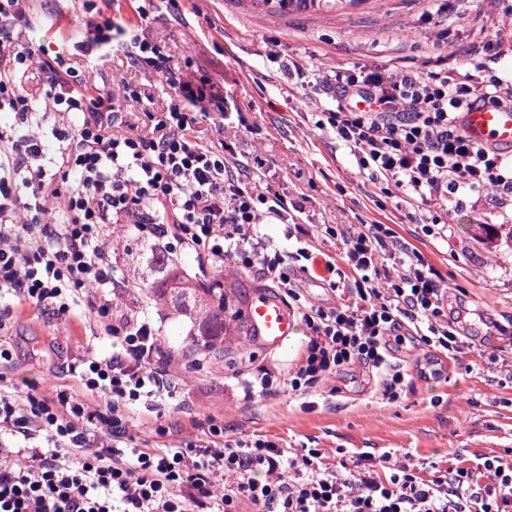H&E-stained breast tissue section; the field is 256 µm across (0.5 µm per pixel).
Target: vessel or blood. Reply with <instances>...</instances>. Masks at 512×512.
Here are the masks:
<instances>
[{"mask_svg": "<svg viewBox=\"0 0 512 512\" xmlns=\"http://www.w3.org/2000/svg\"><path fill=\"white\" fill-rule=\"evenodd\" d=\"M463 122L474 139L495 146L512 148V110L477 107L465 113ZM253 336L270 350L284 347L297 332V319L288 305L266 292H257L246 309Z\"/></svg>", "mask_w": 512, "mask_h": 512, "instance_id": "vessel-or-blood-1", "label": "vessel or blood"}]
</instances>
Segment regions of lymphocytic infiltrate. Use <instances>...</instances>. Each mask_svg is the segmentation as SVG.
I'll return each instance as SVG.
<instances>
[{"label":"lymphocytic infiltrate","instance_id":"f902f5d3","mask_svg":"<svg viewBox=\"0 0 512 512\" xmlns=\"http://www.w3.org/2000/svg\"><path fill=\"white\" fill-rule=\"evenodd\" d=\"M86 7L96 12L86 30L52 53L27 35L29 0H0V112L11 117L0 126V289L57 316L87 306L120 349H90L68 364L93 403L0 383V512H240L246 503L259 512H512V465L499 456L443 468L363 451L328 463L317 448L290 456L268 439L225 438L218 424L178 448L135 445V407L160 413L172 391L158 369L157 321L146 311L113 313L125 281L103 244L111 224L133 225L158 248L194 254L214 272L234 259L295 302L308 331L298 363L285 375L258 370L247 382L252 397L285 387L308 399L321 380L360 364L379 373L382 397L394 403L409 387L390 361L394 346L415 334L452 354L463 341L420 253H403L394 272L380 274L392 229L326 227L341 236L346 265L326 262L321 274L312 244L291 256L274 248L256 227L287 223V200L246 185L237 161L195 134V107L223 111V96L208 92L207 78L170 67L147 32L148 15L124 26L93 0ZM503 44L486 33L453 78L444 70L319 67L298 76L328 92L319 127L350 148L384 196L418 211L430 236L461 197L512 203V154L473 140L461 124L476 105L512 109V84L491 66ZM116 48L161 74L177 101L155 109L139 87H98L72 64L78 56L100 71ZM134 105L145 127L127 121ZM45 125L47 137L39 133ZM292 258L302 273L321 276L336 305L302 302Z\"/></svg>","mask_w":512,"mask_h":512}]
</instances>
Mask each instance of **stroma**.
Returning <instances> with one entry per match:
<instances>
[{
	"label": "stroma",
	"instance_id": "stroma-1",
	"mask_svg": "<svg viewBox=\"0 0 512 512\" xmlns=\"http://www.w3.org/2000/svg\"><path fill=\"white\" fill-rule=\"evenodd\" d=\"M42 21L29 31L34 40L70 38L90 19L84 0H69V25L47 20L52 0H35ZM153 21L150 33L176 66L191 62L232 108L223 132L207 118L197 125L200 140L225 143L247 162L261 188L300 203L294 220L315 234L317 248L340 256L342 241L322 234V225L346 228L383 224L404 248L421 252L448 291V308L468 311L466 343L447 356L410 342L392 353V361L411 376L397 402L381 398L375 373L355 365L317 386L315 409L280 391L270 398H247L246 382L262 367L291 371L307 340L298 334L278 350L253 336H230L224 358H206L195 370H179L177 361L195 358L191 323L154 316L162 326V345L174 363L167 372L176 384L162 417L145 415L131 433L142 448L183 445L211 424L223 425L229 438L261 436L284 447L318 448L327 462L340 451H386L425 458L446 467L476 457L512 456V254L492 253L472 235L476 224H496L500 212L484 197L462 199L448 217L447 236H427L416 216L377 194L359 173L349 149L318 129L321 91L289 88L277 58L303 66L415 70L442 68L456 75L466 50L478 41L490 19L512 22V0H459L447 14L429 16L425 0H379L356 9L318 14L271 13L259 0H112L116 21L134 23L140 12ZM447 29V41L436 37ZM114 78L153 95L162 108L175 93L153 71L131 67L122 53L109 64ZM13 327L0 344L13 351L0 367L6 384L45 396L76 389L65 367L85 349L118 351L111 337L97 334L92 316L76 309L59 318L28 304L11 303Z\"/></svg>",
	"mask_w": 512,
	"mask_h": 512
}]
</instances>
